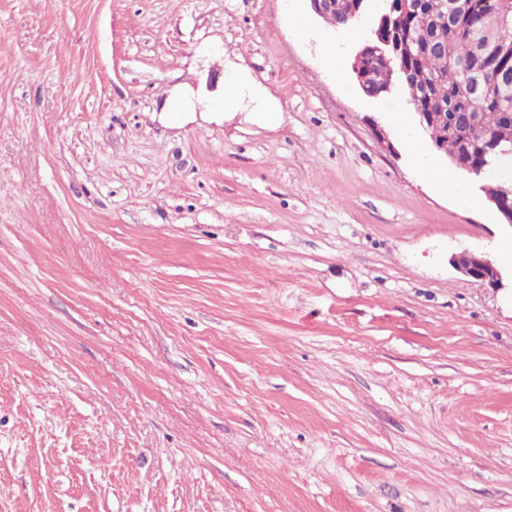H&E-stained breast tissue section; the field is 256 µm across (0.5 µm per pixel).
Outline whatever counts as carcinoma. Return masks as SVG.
Listing matches in <instances>:
<instances>
[{"instance_id":"cac0c4a2","label":"carcinoma","mask_w":512,"mask_h":512,"mask_svg":"<svg viewBox=\"0 0 512 512\" xmlns=\"http://www.w3.org/2000/svg\"><path fill=\"white\" fill-rule=\"evenodd\" d=\"M502 0H465V9L453 26L435 22L424 9L401 21V35L412 43V52L401 67L388 70L368 55L371 89L398 84L408 93L410 110L448 114V134L428 126L427 133L448 150L453 169L462 175L480 168L497 169L504 159L500 140L512 138L501 107L503 90L498 75L512 73V50L495 45ZM477 78L483 90L469 89Z\"/></svg>"}]
</instances>
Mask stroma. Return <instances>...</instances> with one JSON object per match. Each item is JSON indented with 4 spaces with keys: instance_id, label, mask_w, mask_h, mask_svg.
<instances>
[{
    "instance_id": "35a3bbf8",
    "label": "stroma",
    "mask_w": 512,
    "mask_h": 512,
    "mask_svg": "<svg viewBox=\"0 0 512 512\" xmlns=\"http://www.w3.org/2000/svg\"><path fill=\"white\" fill-rule=\"evenodd\" d=\"M382 10L0 0V512H512V287L449 262L512 228L359 90ZM310 3L311 11L321 18L327 25L333 26L337 24V29H345L351 25V22L343 24V21L349 15L352 7V2L355 0H344L346 3L343 5V10L336 15L337 1L336 0H308ZM257 84L245 71L229 69L224 76V111L231 112L243 107L245 102L254 104V112H270L271 117H282V109L272 103L261 91ZM416 164L420 172L428 179L437 183L441 188L447 190L449 193L456 197L467 201V192L461 187L462 182L460 179H455L447 174L440 173L436 170L434 163L425 155L416 154Z\"/></svg>"
}]
</instances>
